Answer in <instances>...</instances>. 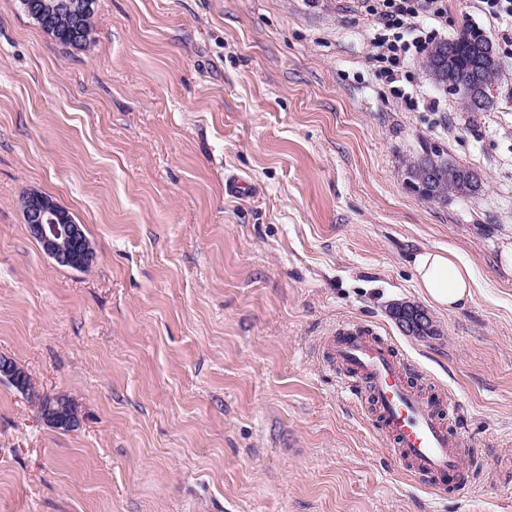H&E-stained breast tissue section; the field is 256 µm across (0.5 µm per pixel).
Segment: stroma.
<instances>
[{
  "instance_id": "stroma-1",
  "label": "stroma",
  "mask_w": 512,
  "mask_h": 512,
  "mask_svg": "<svg viewBox=\"0 0 512 512\" xmlns=\"http://www.w3.org/2000/svg\"><path fill=\"white\" fill-rule=\"evenodd\" d=\"M94 42L58 45L0 0V356L80 425L44 424L0 380V512H512V56L489 111L411 71L401 104L349 0H96ZM446 100L429 111L426 99ZM442 146L479 173L448 204L405 182ZM247 181L245 195L226 181ZM83 224L86 271L44 255L21 195ZM453 249L473 298L425 305L408 263ZM343 324L384 336L498 477L435 491L390 444L321 346ZM392 315L401 331L409 335H416L431 320L426 309L413 303L399 304Z\"/></svg>"
}]
</instances>
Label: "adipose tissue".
Wrapping results in <instances>:
<instances>
[{
  "label": "adipose tissue",
  "mask_w": 512,
  "mask_h": 512,
  "mask_svg": "<svg viewBox=\"0 0 512 512\" xmlns=\"http://www.w3.org/2000/svg\"><path fill=\"white\" fill-rule=\"evenodd\" d=\"M409 263L422 295L437 308L453 311L472 299L471 268L452 251L421 249Z\"/></svg>",
  "instance_id": "adipose-tissue-1"
}]
</instances>
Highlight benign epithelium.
Instances as JSON below:
<instances>
[{"label": "benign epithelium", "mask_w": 512, "mask_h": 512, "mask_svg": "<svg viewBox=\"0 0 512 512\" xmlns=\"http://www.w3.org/2000/svg\"><path fill=\"white\" fill-rule=\"evenodd\" d=\"M24 5L28 10H36L37 15L47 22L54 17L69 19L72 38L82 43L84 24L89 14L94 12L95 0H43L39 4L26 0ZM438 57L440 64L435 75L438 81L448 80L469 87L477 84V70H458L450 48L440 49ZM21 206L29 232L45 255L76 270L89 268L93 249L84 235L83 225L77 223L69 211L53 197L38 191H31L21 198ZM392 315L401 331L409 335L417 334L431 320L426 309L413 303L399 304ZM0 374L14 380L23 391L32 392L40 419L48 426L73 430L79 425L77 406L66 395L33 390L29 377L8 358L0 360Z\"/></svg>", "instance_id": "1"}]
</instances>
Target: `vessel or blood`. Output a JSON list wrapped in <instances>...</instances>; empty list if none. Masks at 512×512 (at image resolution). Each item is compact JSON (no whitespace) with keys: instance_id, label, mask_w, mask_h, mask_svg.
I'll list each match as a JSON object with an SVG mask.
<instances>
[{"instance_id":"vessel-or-blood-1","label":"vessel or blood","mask_w":512,"mask_h":512,"mask_svg":"<svg viewBox=\"0 0 512 512\" xmlns=\"http://www.w3.org/2000/svg\"><path fill=\"white\" fill-rule=\"evenodd\" d=\"M323 348L350 389L364 387L399 467L437 488L472 484L474 458L463 435L448 425L450 400L427 393L412 379L410 368L387 340L346 326L327 337Z\"/></svg>"}]
</instances>
